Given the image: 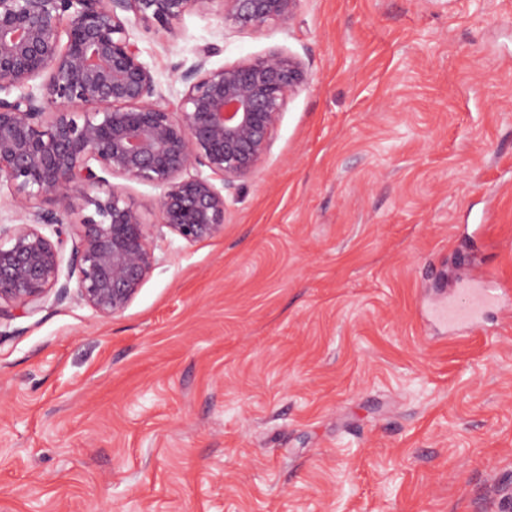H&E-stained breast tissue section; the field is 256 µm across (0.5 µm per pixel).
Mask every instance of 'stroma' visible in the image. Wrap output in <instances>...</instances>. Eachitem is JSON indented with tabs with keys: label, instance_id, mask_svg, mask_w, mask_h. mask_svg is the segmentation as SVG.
Wrapping results in <instances>:
<instances>
[{
	"label": "stroma",
	"instance_id": "35a3bbf8",
	"mask_svg": "<svg viewBox=\"0 0 512 512\" xmlns=\"http://www.w3.org/2000/svg\"><path fill=\"white\" fill-rule=\"evenodd\" d=\"M176 106L279 50L307 85L221 235L157 226L120 315L0 317V512H503L512 484V0H300L286 24L130 27ZM501 304L427 317L472 268Z\"/></svg>",
	"mask_w": 512,
	"mask_h": 512
}]
</instances>
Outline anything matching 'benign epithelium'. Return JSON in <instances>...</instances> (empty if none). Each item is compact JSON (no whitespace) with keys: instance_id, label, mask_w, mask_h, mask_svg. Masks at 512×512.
Here are the masks:
<instances>
[{"instance_id":"1","label":"benign epithelium","mask_w":512,"mask_h":512,"mask_svg":"<svg viewBox=\"0 0 512 512\" xmlns=\"http://www.w3.org/2000/svg\"><path fill=\"white\" fill-rule=\"evenodd\" d=\"M298 5L0 0V187L17 213L16 223H0V301L32 312L51 295L67 298L74 279L100 315L124 312L157 259L141 209L110 176L158 189V223L180 238L223 233L224 188L260 167L288 100L307 84L303 64L270 51L209 68L216 48L204 46L180 76L184 92L172 108L129 25L170 33L194 10L260 28L292 20ZM77 195L93 214L65 224L61 214ZM42 201L54 209L37 207Z\"/></svg>"}]
</instances>
